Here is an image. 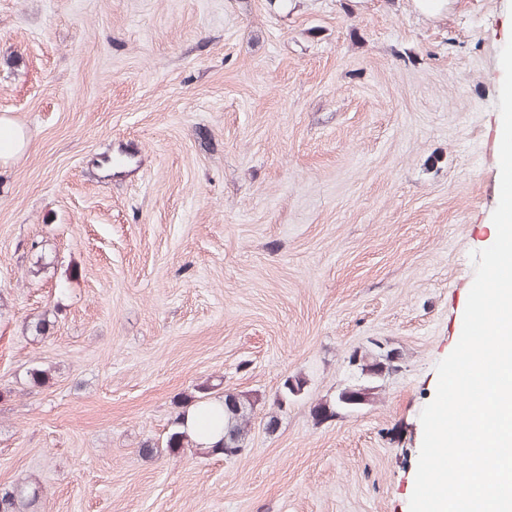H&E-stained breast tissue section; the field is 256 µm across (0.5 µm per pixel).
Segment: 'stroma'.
I'll return each instance as SVG.
<instances>
[{
  "mask_svg": "<svg viewBox=\"0 0 512 512\" xmlns=\"http://www.w3.org/2000/svg\"><path fill=\"white\" fill-rule=\"evenodd\" d=\"M511 38L512 0H0V116L30 137L0 162V487L39 483L37 512H409L495 229ZM378 346L398 371L315 419ZM206 380L258 395L244 451L142 456Z\"/></svg>",
  "mask_w": 512,
  "mask_h": 512,
  "instance_id": "stroma-1",
  "label": "stroma"
}]
</instances>
